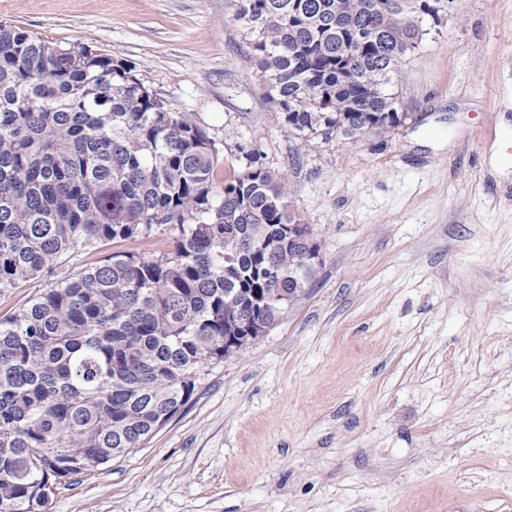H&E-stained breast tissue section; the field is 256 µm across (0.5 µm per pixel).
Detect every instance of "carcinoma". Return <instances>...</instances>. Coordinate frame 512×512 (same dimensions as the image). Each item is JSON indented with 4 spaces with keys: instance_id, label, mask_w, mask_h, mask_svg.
<instances>
[{
    "instance_id": "1",
    "label": "carcinoma",
    "mask_w": 512,
    "mask_h": 512,
    "mask_svg": "<svg viewBox=\"0 0 512 512\" xmlns=\"http://www.w3.org/2000/svg\"><path fill=\"white\" fill-rule=\"evenodd\" d=\"M284 124L357 141L407 119L386 90L448 0H233ZM218 150L121 61L0 23V293L46 288L0 321V512H45L53 485L140 447L224 358L238 302L312 274L286 177L225 183ZM172 244L150 258L109 244ZM70 265L66 276L56 267ZM171 234L170 230L160 227L156 230V235H154L152 240H129L119 244H109L102 248L101 251L91 253L85 261L94 262L107 254L118 251L130 252L136 256L151 257L157 249L170 240Z\"/></svg>"
}]
</instances>
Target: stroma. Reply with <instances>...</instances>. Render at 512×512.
<instances>
[{
  "label": "stroma",
  "mask_w": 512,
  "mask_h": 512,
  "mask_svg": "<svg viewBox=\"0 0 512 512\" xmlns=\"http://www.w3.org/2000/svg\"><path fill=\"white\" fill-rule=\"evenodd\" d=\"M230 0H0V22L130 64L219 150L258 154L318 260L241 355L47 512H512V0H457L391 77L407 119L309 142Z\"/></svg>",
  "instance_id": "1"
}]
</instances>
